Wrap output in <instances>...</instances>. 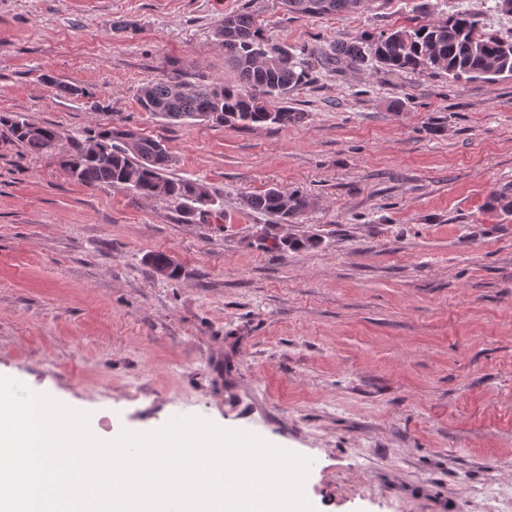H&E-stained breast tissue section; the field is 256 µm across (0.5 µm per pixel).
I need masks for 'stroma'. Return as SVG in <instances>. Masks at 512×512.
Returning a JSON list of instances; mask_svg holds the SVG:
<instances>
[{"label": "stroma", "instance_id": "35a3bbf8", "mask_svg": "<svg viewBox=\"0 0 512 512\" xmlns=\"http://www.w3.org/2000/svg\"><path fill=\"white\" fill-rule=\"evenodd\" d=\"M418 2L291 18L279 0H0V114L61 135L34 154L0 128V375L105 434L182 414L254 432L312 459L317 512H512V213L488 207L512 194V76L342 61L284 94L302 119L279 129L138 104L175 66L234 83L215 30L242 10L295 50L459 10L512 33L495 0ZM108 121L161 141L222 218L70 179L74 137ZM272 187L309 208L246 207ZM245 203L251 210L275 216L284 224L294 223L308 205L306 196L294 193L288 198V208L284 209L277 188H269L261 194L250 196Z\"/></svg>", "mask_w": 512, "mask_h": 512}]
</instances>
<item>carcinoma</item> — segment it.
I'll return each instance as SVG.
<instances>
[{"label":"carcinoma","mask_w":512,"mask_h":512,"mask_svg":"<svg viewBox=\"0 0 512 512\" xmlns=\"http://www.w3.org/2000/svg\"><path fill=\"white\" fill-rule=\"evenodd\" d=\"M363 2L281 0L286 12L309 17L351 11ZM215 35L224 46V63L237 73L238 84L201 81L178 92L175 87L183 82L179 74L149 79L138 96L144 111L168 123L286 127L297 123L300 113L280 104L279 97L307 82L312 73L335 69L342 59L352 67L374 64L392 73H445L455 82L512 75V36L485 31L480 15L469 11L453 13L441 24H422L411 30L365 31L328 52L313 47L286 51L268 25L248 12L224 16V25ZM0 126L32 152H48L56 146L58 131L51 126L13 114H1ZM172 165L173 157L160 141L114 125L87 131L64 160L68 175L88 188L110 186L146 198L172 200L181 206L186 221L203 220V212L193 215L186 205L206 206L204 185L171 175ZM246 205L288 224L304 212L308 201L294 193L285 208L279 190L270 188L248 197Z\"/></svg>","instance_id":"carcinoma-1"}]
</instances>
